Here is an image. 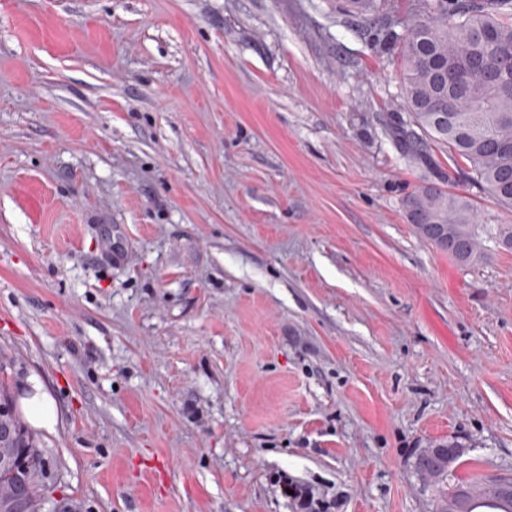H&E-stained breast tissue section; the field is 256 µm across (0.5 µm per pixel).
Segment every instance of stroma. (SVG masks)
I'll return each instance as SVG.
<instances>
[{
    "mask_svg": "<svg viewBox=\"0 0 512 512\" xmlns=\"http://www.w3.org/2000/svg\"><path fill=\"white\" fill-rule=\"evenodd\" d=\"M340 0H0V352L35 376L41 512H434L512 478V251L403 197L400 61ZM403 209L408 224H413L422 239L458 262L482 260L487 239L500 248L512 249V224H487L472 197L445 190L439 183H428L407 194ZM27 384L28 388L21 400L27 422L35 429L54 432L58 424V415L53 400L43 391L37 379L31 378ZM428 448H437L438 452L448 448V457ZM462 448L458 441H435L427 448H420L413 456L412 467L415 473L426 487L436 492L435 511L512 512V479L495 481L499 488L491 498L478 494L484 482L456 485L448 492V466L461 455Z\"/></svg>",
    "mask_w": 512,
    "mask_h": 512,
    "instance_id": "obj_1",
    "label": "stroma"
}]
</instances>
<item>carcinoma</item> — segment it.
Listing matches in <instances>:
<instances>
[{
  "label": "carcinoma",
  "mask_w": 512,
  "mask_h": 512,
  "mask_svg": "<svg viewBox=\"0 0 512 512\" xmlns=\"http://www.w3.org/2000/svg\"><path fill=\"white\" fill-rule=\"evenodd\" d=\"M359 25L377 26L376 38L394 47L401 62L404 120L395 113L390 132L405 153L431 166L429 143L448 148L463 175L500 203L512 206V0H412L406 16L393 0H343ZM406 220L419 236L461 263L485 256L486 240L512 249V224H487L472 197L429 183L403 199ZM11 437L0 440V494L26 479L30 508L41 500L43 458L34 437L14 411L0 415ZM435 441L413 456L412 467L436 492L435 512H512V479L497 493L478 494L482 483L448 488V457Z\"/></svg>",
  "instance_id": "obj_1"
}]
</instances>
